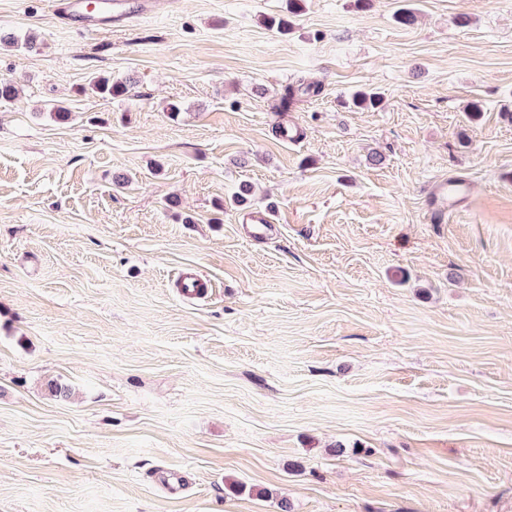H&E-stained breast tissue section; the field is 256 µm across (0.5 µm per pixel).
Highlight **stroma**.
<instances>
[{
	"label": "stroma",
	"mask_w": 512,
	"mask_h": 512,
	"mask_svg": "<svg viewBox=\"0 0 512 512\" xmlns=\"http://www.w3.org/2000/svg\"><path fill=\"white\" fill-rule=\"evenodd\" d=\"M287 5L0 0V512H512V0ZM117 7L112 10V16L103 17L96 14V5L88 0H51L52 13L65 24L81 23L85 28L104 21L122 20L126 14L123 10L125 3L115 2ZM130 80L115 79L111 75H99L91 78L89 87L91 91L103 98H118L124 96L128 90Z\"/></svg>",
	"instance_id": "stroma-1"
}]
</instances>
